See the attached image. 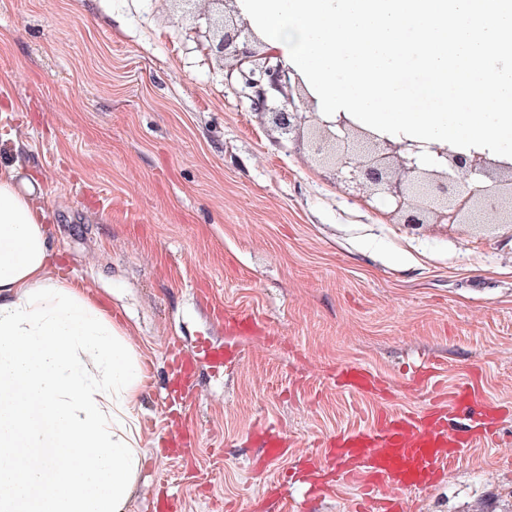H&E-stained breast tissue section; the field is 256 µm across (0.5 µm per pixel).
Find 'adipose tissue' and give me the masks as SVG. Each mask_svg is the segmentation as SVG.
Instances as JSON below:
<instances>
[{
	"instance_id": "obj_1",
	"label": "adipose tissue",
	"mask_w": 512,
	"mask_h": 512,
	"mask_svg": "<svg viewBox=\"0 0 512 512\" xmlns=\"http://www.w3.org/2000/svg\"><path fill=\"white\" fill-rule=\"evenodd\" d=\"M0 166V512H125L144 458L128 338L62 276L48 197Z\"/></svg>"
}]
</instances>
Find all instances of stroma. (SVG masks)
I'll list each match as a JSON object with an SVG mask.
<instances>
[{"mask_svg":"<svg viewBox=\"0 0 512 512\" xmlns=\"http://www.w3.org/2000/svg\"><path fill=\"white\" fill-rule=\"evenodd\" d=\"M182 0H0V162L20 154L52 204L49 247L128 331L144 376L145 455L127 512H281L255 475L249 432L287 426L300 452L369 424L377 411L427 405L409 365L441 360L449 384L480 375L481 399L508 408L512 445V227L395 223L349 194L197 46ZM256 316L259 339L228 338L215 309ZM236 348L245 367L195 366L187 420L193 468L159 453L166 346ZM362 364L393 398L343 392L340 364ZM499 445L415 491L414 512L512 504Z\"/></svg>","mask_w":512,"mask_h":512,"instance_id":"1","label":"stroma"}]
</instances>
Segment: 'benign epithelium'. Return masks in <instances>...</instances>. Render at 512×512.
Wrapping results in <instances>:
<instances>
[{
    "label": "benign epithelium",
    "mask_w": 512,
    "mask_h": 512,
    "mask_svg": "<svg viewBox=\"0 0 512 512\" xmlns=\"http://www.w3.org/2000/svg\"><path fill=\"white\" fill-rule=\"evenodd\" d=\"M221 29L216 41L208 30L197 32L201 49L232 58L226 80L240 87L251 111L271 115L282 137L306 142L315 159L332 166L338 184L383 204L399 224H465L478 209L492 211L499 224H512V164L498 166L480 153L431 145L441 162L429 168L419 163L424 149L417 142L364 131L343 114L323 121L302 79L278 53L252 47L255 34L237 12L224 16ZM486 178L493 187L481 185Z\"/></svg>",
    "instance_id": "1"
}]
</instances>
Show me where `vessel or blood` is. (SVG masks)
I'll use <instances>...</instances> for the list:
<instances>
[{
  "mask_svg": "<svg viewBox=\"0 0 512 512\" xmlns=\"http://www.w3.org/2000/svg\"><path fill=\"white\" fill-rule=\"evenodd\" d=\"M226 329L242 337L261 334L260 322L251 314L235 313L224 319ZM170 384L163 408L181 410L195 396L193 369L207 360L223 367V352L200 344L189 353L177 344L167 346ZM440 360L429 359L416 366L413 375L429 396V404L419 411H383L367 426L341 431L333 436L325 455L310 452L306 462L311 471L333 464L334 481L314 478L304 481L307 496L320 497L333 486L355 491L364 506L360 512H408L412 491L429 486L447 465L481 440L495 436L499 423L497 406L478 402V379L470 377L455 387L442 380ZM341 388L351 393L382 396L389 388L373 369L348 364L336 371ZM263 450V465L280 462L295 441L282 425L265 422L250 433Z\"/></svg>",
  "mask_w": 512,
  "mask_h": 512,
  "instance_id": "vessel-or-blood-1",
  "label": "vessel or blood"
}]
</instances>
